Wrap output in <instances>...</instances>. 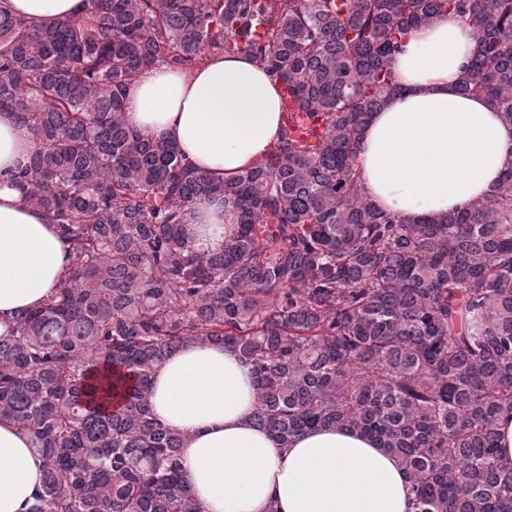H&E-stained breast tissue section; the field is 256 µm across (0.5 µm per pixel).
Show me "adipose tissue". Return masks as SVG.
I'll return each instance as SVG.
<instances>
[{
    "label": "adipose tissue",
    "instance_id": "1",
    "mask_svg": "<svg viewBox=\"0 0 512 512\" xmlns=\"http://www.w3.org/2000/svg\"><path fill=\"white\" fill-rule=\"evenodd\" d=\"M87 0H0V11L45 26L85 14ZM475 45L450 15L412 30L389 68L399 94L374 113L359 140L357 172L378 208L413 223L489 194L512 165V125L484 99L462 93ZM127 124L173 141L215 179L236 176L277 144L279 86L244 52L183 69L143 71L128 91ZM29 132L0 113V170L24 162ZM195 245L216 250L232 228L221 200L197 205ZM66 247L45 215L0 186V335L61 279ZM154 412L187 433L183 476L201 512H412L403 468L350 429L311 431L281 446L254 424L250 367L232 349L189 345L154 373ZM42 459L26 435L0 421V512H26L41 486Z\"/></svg>",
    "mask_w": 512,
    "mask_h": 512
}]
</instances>
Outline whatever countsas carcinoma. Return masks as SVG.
Masks as SVG:
<instances>
[{
    "instance_id": "obj_1",
    "label": "carcinoma",
    "mask_w": 512,
    "mask_h": 512,
    "mask_svg": "<svg viewBox=\"0 0 512 512\" xmlns=\"http://www.w3.org/2000/svg\"><path fill=\"white\" fill-rule=\"evenodd\" d=\"M459 15L477 35L459 77L512 124V0H89L32 28L0 12V113L35 140L3 174L67 244L40 307L0 335V420L44 480L27 512H201L187 434L151 379L189 344L250 366L254 421L284 447L316 428L376 440L415 512H512V166L462 210L406 223L355 169L398 92L411 30ZM246 51L292 90L269 154L230 180L128 127L129 87L157 64ZM222 197L234 229L194 247L189 216Z\"/></svg>"
}]
</instances>
